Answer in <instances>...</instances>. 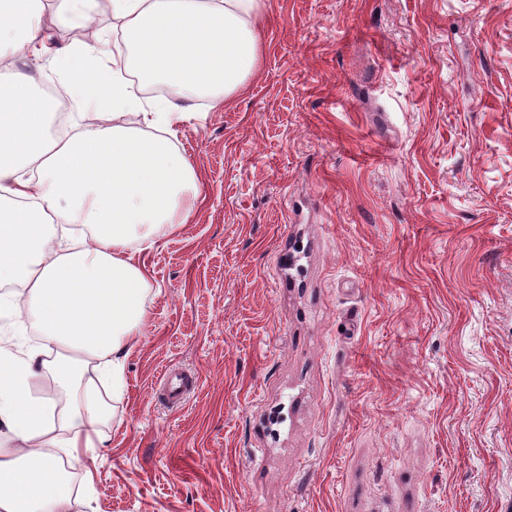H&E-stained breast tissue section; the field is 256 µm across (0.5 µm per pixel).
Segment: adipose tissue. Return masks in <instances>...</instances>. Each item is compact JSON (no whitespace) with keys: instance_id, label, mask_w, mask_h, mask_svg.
Masks as SVG:
<instances>
[{"instance_id":"adipose-tissue-1","label":"adipose tissue","mask_w":512,"mask_h":512,"mask_svg":"<svg viewBox=\"0 0 512 512\" xmlns=\"http://www.w3.org/2000/svg\"><path fill=\"white\" fill-rule=\"evenodd\" d=\"M147 81L179 97L228 104L258 71L261 0H110ZM45 0H0V62L50 57L81 104L62 136L49 122L56 98L15 70L0 79V320L35 324L41 338L21 355L0 347V512H70L63 463L84 450L105 408L90 363L123 384V359L143 319L147 274L133 262L160 229L185 223L184 200L198 175L171 140L182 113L158 103L145 129L121 123L134 106L126 88L75 41L50 52ZM67 397L65 433L32 389L45 356Z\"/></svg>"}]
</instances>
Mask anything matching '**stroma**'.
I'll return each instance as SVG.
<instances>
[{"label": "stroma", "mask_w": 512, "mask_h": 512, "mask_svg": "<svg viewBox=\"0 0 512 512\" xmlns=\"http://www.w3.org/2000/svg\"><path fill=\"white\" fill-rule=\"evenodd\" d=\"M262 11L71 512H512V0Z\"/></svg>", "instance_id": "obj_1"}]
</instances>
